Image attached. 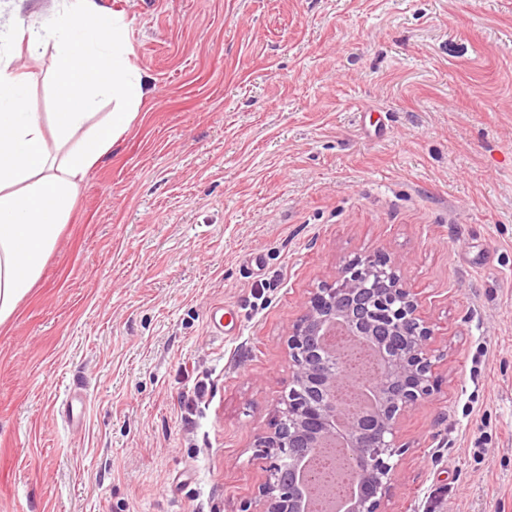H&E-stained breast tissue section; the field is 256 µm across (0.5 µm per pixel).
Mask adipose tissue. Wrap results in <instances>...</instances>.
I'll return each mask as SVG.
<instances>
[{
    "label": "adipose tissue",
    "mask_w": 512,
    "mask_h": 512,
    "mask_svg": "<svg viewBox=\"0 0 512 512\" xmlns=\"http://www.w3.org/2000/svg\"><path fill=\"white\" fill-rule=\"evenodd\" d=\"M49 57L55 110L28 106V78L11 45ZM128 29L99 0H62L38 25L0 32V325L40 281L75 203L80 181L127 133L149 83ZM111 112L96 118L101 99Z\"/></svg>",
    "instance_id": "obj_1"
}]
</instances>
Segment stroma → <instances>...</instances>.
I'll list each match as a JSON object with an SVG mask.
<instances>
[{
  "mask_svg": "<svg viewBox=\"0 0 512 512\" xmlns=\"http://www.w3.org/2000/svg\"><path fill=\"white\" fill-rule=\"evenodd\" d=\"M100 2L152 92L0 326V512H260L288 331L376 251L436 355L385 512H512V0Z\"/></svg>",
  "mask_w": 512,
  "mask_h": 512,
  "instance_id": "1",
  "label": "stroma"
}]
</instances>
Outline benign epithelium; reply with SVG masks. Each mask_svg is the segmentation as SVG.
<instances>
[{
    "label": "benign epithelium",
    "instance_id": "1",
    "mask_svg": "<svg viewBox=\"0 0 512 512\" xmlns=\"http://www.w3.org/2000/svg\"><path fill=\"white\" fill-rule=\"evenodd\" d=\"M400 262L381 253L359 256L333 280L312 289L287 340L291 376L276 406L274 430L257 444L270 460L258 488L261 512H305L302 473L316 448L348 434L359 467L345 512H384L396 478L392 458L401 454L396 428L401 416L432 391L433 330L420 301L399 274ZM341 328L374 348L381 370L369 380L372 406L353 409L337 397L353 379L330 341Z\"/></svg>",
    "mask_w": 512,
    "mask_h": 512
}]
</instances>
